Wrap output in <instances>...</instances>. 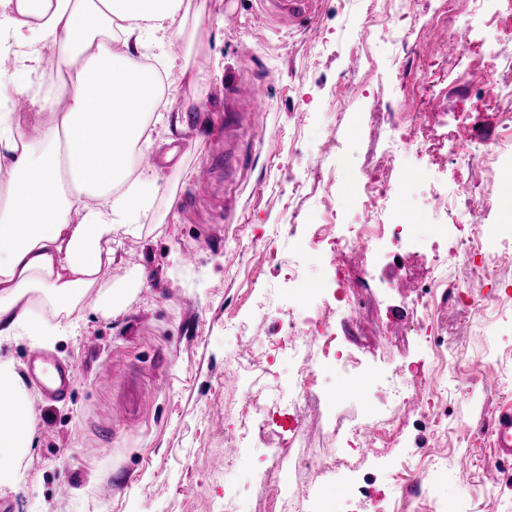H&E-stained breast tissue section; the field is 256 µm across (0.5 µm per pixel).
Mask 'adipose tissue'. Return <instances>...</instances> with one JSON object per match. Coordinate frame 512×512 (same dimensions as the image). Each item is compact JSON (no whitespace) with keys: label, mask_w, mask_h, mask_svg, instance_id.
<instances>
[{"label":"adipose tissue","mask_w":512,"mask_h":512,"mask_svg":"<svg viewBox=\"0 0 512 512\" xmlns=\"http://www.w3.org/2000/svg\"><path fill=\"white\" fill-rule=\"evenodd\" d=\"M183 0H0V38H10L13 73L0 78V336L53 345L56 324L21 304L35 294L71 317L82 294L111 279L117 234H138L165 185L156 170H135L148 123L180 128L160 109L162 85L195 82L170 57ZM151 44L164 75L144 66ZM58 77L46 81L45 51ZM25 98L48 112L27 138L5 104ZM27 386L0 356V492L16 489L18 458L32 445Z\"/></svg>","instance_id":"adipose-tissue-1"}]
</instances>
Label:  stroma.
I'll use <instances>...</instances> for the list:
<instances>
[{
  "instance_id": "stroma-1",
  "label": "stroma",
  "mask_w": 512,
  "mask_h": 512,
  "mask_svg": "<svg viewBox=\"0 0 512 512\" xmlns=\"http://www.w3.org/2000/svg\"><path fill=\"white\" fill-rule=\"evenodd\" d=\"M202 2L184 4L194 40L178 37L170 48L199 70V82L164 95L174 107L193 99L202 107L182 113L181 130L149 129V155L160 159L169 139L177 152L161 166L168 191L141 233L119 237L112 277L125 296L110 314L88 293L75 335L48 349L74 373L69 393L45 394L28 365L34 343L0 338L34 417L33 445L19 460L25 481L0 496V512H224L228 484L239 491L240 512H256L265 473L289 467L295 453L344 452L346 438L331 435V425H357L383 410L381 380L401 366L425 377L424 398L438 396L447 415L438 425H401L385 462L369 453L358 459L372 481L352 512H512V467L492 438L466 429L512 407V247L495 252L493 280L448 262L450 281L483 296L477 314L449 304L427 315L413 282L379 267L364 293L366 310L379 318L359 353L364 385L348 388L332 362L315 367L311 405L298 419L262 428L248 448L233 449L228 437L249 415L227 367L252 338L278 348L294 308L289 260L302 264L307 284L334 291L348 261L328 266L311 246L310 226L330 217L355 222L357 199L344 188L368 171L405 183L389 205L413 215L402 254L414 273L435 264L421 247L434 232L428 181L447 185L456 234L501 223L499 203L512 185L484 163L462 170L444 156L471 118L494 137L500 114L512 113V97L480 93L476 70L494 58L499 81L512 85V0H486L463 55L439 32L455 29L469 0H447L438 30L428 25L438 0H314L309 13L276 19L260 0H223L211 16L199 14ZM243 42L251 58L238 55ZM240 81L261 86L260 106L228 101L226 88ZM404 112L416 113L423 148L386 158L376 129ZM488 190L495 206L472 208ZM429 316L444 331L435 346L405 331ZM116 361L158 386L137 414L118 402L123 378H104ZM486 362L493 374H478ZM414 467L430 469L429 496L406 502L399 477ZM65 482L71 491L63 495Z\"/></svg>"
}]
</instances>
